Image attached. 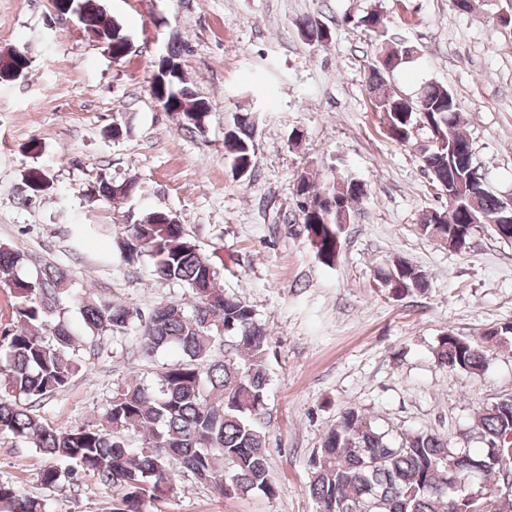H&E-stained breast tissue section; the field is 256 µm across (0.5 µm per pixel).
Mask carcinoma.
Masks as SVG:
<instances>
[{"instance_id":"carcinoma-1","label":"carcinoma","mask_w":512,"mask_h":512,"mask_svg":"<svg viewBox=\"0 0 512 512\" xmlns=\"http://www.w3.org/2000/svg\"><path fill=\"white\" fill-rule=\"evenodd\" d=\"M63 12L79 11L84 29L111 49L119 61L130 48L124 25L109 18L97 0H62ZM358 24L385 36L382 14L371 11ZM307 41L321 42L319 20L299 21ZM409 46L384 40L369 69L372 105L388 137L399 143L414 141L413 132L425 138L440 130L453 138L472 161V143L460 129L458 103L448 87L427 84L420 95L408 98L386 91V75L406 63ZM168 55L178 71L156 76L159 103L180 114L182 129H201L208 117L205 99L190 88L181 70V51ZM31 61L14 51L0 55V82L12 81L17 69L28 70ZM255 124L247 115L234 118L224 135L226 158L233 168L243 164L255 169ZM425 170L437 187L448 183V151L435 147L421 154ZM135 179L117 182L99 178L88 201L132 198ZM296 196L314 201L326 193L334 205L351 210L364 195L351 175L322 193L309 178L299 176ZM469 187L460 183L456 200L445 211L426 213L420 221L424 236L457 244L468 241L472 201ZM502 198L488 193L479 199L480 210L492 219ZM302 223L317 236L310 241L317 258L329 266L336 261L343 224L336 212L326 215L298 206ZM120 244L122 258L150 260L159 282L178 284L195 295L191 312L175 302H165L144 315L111 300L98 301L70 288L67 272L45 264L33 276L22 274L26 255L0 245V286L14 298L16 324L0 333V434L18 438L36 448L50 463L40 479L57 486L81 473L93 475L113 491V512H144L146 502H160L174 491L175 472L192 474L201 483H212L224 496L277 495L268 465L266 436L261 419L266 405L270 370L269 336L256 313L236 295L217 287L219 272L166 210L146 213L125 225ZM379 287L396 298L423 293L427 273L418 267H401V260L377 269ZM79 307L83 327L102 340L129 332L136 336L143 354L153 357L164 350L179 356L159 371L153 382L134 379L112 396L106 409L107 426L84 424L60 431L42 423L33 412L37 404L69 385L80 371L75 359L80 336L64 317L63 306ZM512 338V322L487 331L482 342L444 333L435 355L452 371L477 376L487 362L492 343ZM481 447L469 451L448 446V439L429 431H412L398 441L379 431L359 410L343 412L336 426L325 434L311 461L310 491L320 512H483V488H473L476 477L512 490V470L502 467L512 457V447L499 438L512 433V404L492 405L475 424ZM68 463L66 469L56 465ZM3 512H42V501L13 485H0Z\"/></svg>"}]
</instances>
